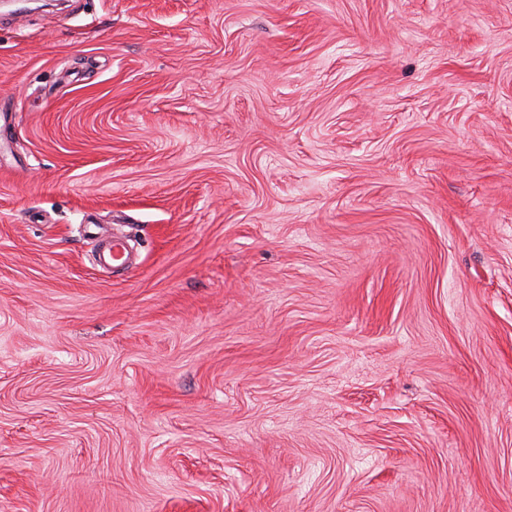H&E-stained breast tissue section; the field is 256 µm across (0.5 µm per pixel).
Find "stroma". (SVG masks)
<instances>
[{
  "label": "stroma",
  "mask_w": 512,
  "mask_h": 512,
  "mask_svg": "<svg viewBox=\"0 0 512 512\" xmlns=\"http://www.w3.org/2000/svg\"><path fill=\"white\" fill-rule=\"evenodd\" d=\"M0 512H512V0L0 10ZM128 260V254L122 243L106 240L97 255L98 264L102 267H115L122 265Z\"/></svg>",
  "instance_id": "35a3bbf8"
}]
</instances>
